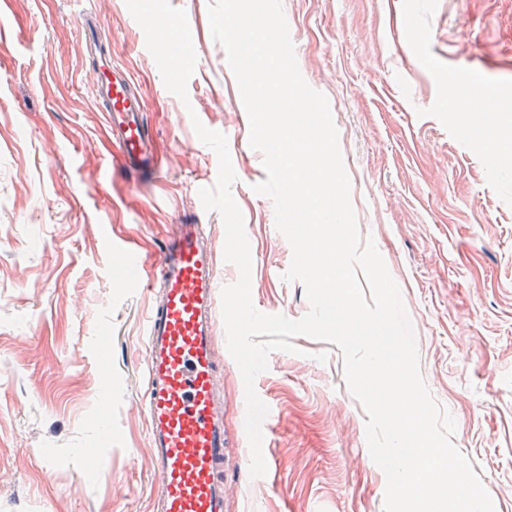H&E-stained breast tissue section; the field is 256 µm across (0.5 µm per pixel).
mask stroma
<instances>
[{
  "label": "stroma",
  "instance_id": "stroma-1",
  "mask_svg": "<svg viewBox=\"0 0 512 512\" xmlns=\"http://www.w3.org/2000/svg\"><path fill=\"white\" fill-rule=\"evenodd\" d=\"M197 53L188 101L170 93L125 0H93L102 49L145 101L155 178L107 162L81 0H0V512H151L144 322L150 294L113 268L112 244L155 261L177 225L225 230L198 191L216 153L193 119L228 139L253 261L252 299L291 319L309 310L272 201L256 194L263 155L209 0H170ZM299 70L329 100L361 238H372L412 323L420 375L456 422L453 443L512 512V159L488 158L461 132L458 88L496 94L512 117V0H282ZM222 354L223 412L248 445L240 370ZM257 376L274 413L267 473L230 458V512H383L386 479L366 443L367 415L332 343L294 338ZM327 352V362L315 360Z\"/></svg>",
  "mask_w": 512,
  "mask_h": 512
}]
</instances>
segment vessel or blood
<instances>
[{"label":"vessel or blood","mask_w":512,"mask_h":512,"mask_svg":"<svg viewBox=\"0 0 512 512\" xmlns=\"http://www.w3.org/2000/svg\"><path fill=\"white\" fill-rule=\"evenodd\" d=\"M96 100L104 139L117 165L159 168L144 123L145 102L130 73L100 59ZM123 267L151 266L145 286L155 297L145 318L146 387L155 512H225L224 463L229 446L221 409L220 354L215 345L221 272L199 225H178L159 260L147 264L132 242L114 253Z\"/></svg>","instance_id":"obj_1"}]
</instances>
